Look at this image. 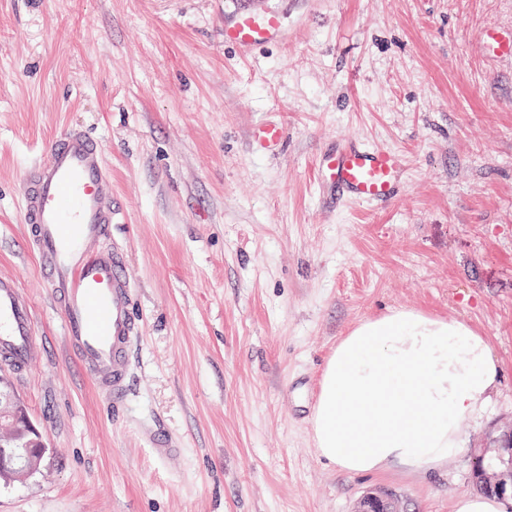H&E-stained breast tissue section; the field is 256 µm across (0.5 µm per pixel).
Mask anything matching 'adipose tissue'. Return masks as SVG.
<instances>
[{"label":"adipose tissue","instance_id":"1","mask_svg":"<svg viewBox=\"0 0 512 512\" xmlns=\"http://www.w3.org/2000/svg\"><path fill=\"white\" fill-rule=\"evenodd\" d=\"M489 344L465 324L399 310L358 325L326 363L312 418L322 457L349 473L438 468L459 422L496 386Z\"/></svg>","mask_w":512,"mask_h":512}]
</instances>
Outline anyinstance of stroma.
Listing matches in <instances>:
<instances>
[{
    "mask_svg": "<svg viewBox=\"0 0 512 512\" xmlns=\"http://www.w3.org/2000/svg\"><path fill=\"white\" fill-rule=\"evenodd\" d=\"M243 10L283 37L225 44ZM490 24L512 29V0H0V275L37 332L10 381L46 444L0 512H355L370 492L454 512L475 492L512 424V61L481 53ZM73 126L103 144L139 323L115 414L23 246L22 172ZM345 137L403 156L391 204L328 208L317 156ZM401 309L484 336L499 386L440 468L352 474L314 440L319 380ZM283 140L282 129L275 124H261L253 132V142L257 147L273 151Z\"/></svg>",
    "mask_w": 512,
    "mask_h": 512,
    "instance_id": "1",
    "label": "stroma"
}]
</instances>
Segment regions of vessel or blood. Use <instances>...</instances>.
Listing matches in <instances>:
<instances>
[{
  "mask_svg": "<svg viewBox=\"0 0 512 512\" xmlns=\"http://www.w3.org/2000/svg\"><path fill=\"white\" fill-rule=\"evenodd\" d=\"M275 13H242L224 26V41L248 52L281 36ZM486 55L512 60V30L491 25L482 37ZM283 140L275 124L253 132L257 147L273 151ZM401 155L355 138L337 140L317 159L331 205L345 201L382 206L398 196ZM22 217L29 252L50 289L63 334L94 388L113 404L123 402L130 382L131 349L139 332L133 288L124 274L125 254L111 245L112 178L103 146L72 127L30 163L20 180ZM36 341L31 303L16 280L0 276V363L27 374Z\"/></svg>",
  "mask_w": 512,
  "mask_h": 512,
  "instance_id": "1",
  "label": "vessel or blood"
}]
</instances>
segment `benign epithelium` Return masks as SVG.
<instances>
[{"label": "benign epithelium", "mask_w": 512, "mask_h": 512, "mask_svg": "<svg viewBox=\"0 0 512 512\" xmlns=\"http://www.w3.org/2000/svg\"><path fill=\"white\" fill-rule=\"evenodd\" d=\"M7 422L10 431L0 434V471L12 473L13 479L22 480L35 473L45 452L42 436L33 423L20 411L19 400L11 387L0 384V423ZM509 458L499 459L503 468L492 473L482 472L486 485L499 491L512 490V430L504 440ZM358 512H393L389 495L365 496Z\"/></svg>", "instance_id": "obj_1"}]
</instances>
